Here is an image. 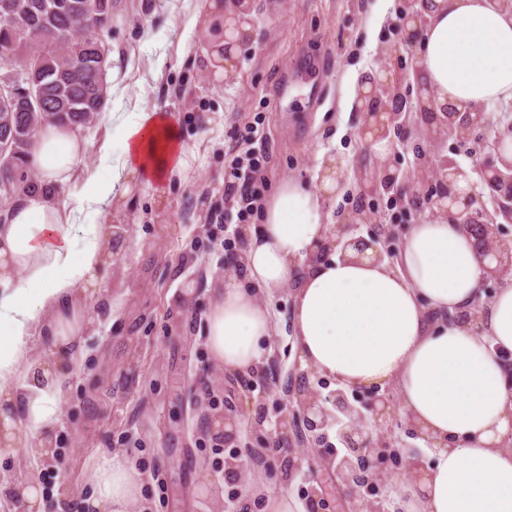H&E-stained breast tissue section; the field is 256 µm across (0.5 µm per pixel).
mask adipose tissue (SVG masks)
Returning <instances> with one entry per match:
<instances>
[{"label": "adipose tissue", "mask_w": 512, "mask_h": 512, "mask_svg": "<svg viewBox=\"0 0 512 512\" xmlns=\"http://www.w3.org/2000/svg\"><path fill=\"white\" fill-rule=\"evenodd\" d=\"M415 74L437 108L483 112L512 101V7L500 0H423ZM253 0H192L188 31L206 35L202 64L232 70L251 31ZM123 141L97 150L112 158L111 179L85 171L70 199L88 143L69 126L39 127L27 163L36 174L0 218V457L35 443L49 454L65 387L86 357L103 270L112 262L111 224H85L84 211L123 208L143 189L165 203L191 156L173 116L156 110L111 113ZM319 183H277L260 228H245L236 266L214 291L206 321L212 362L248 374L263 362L272 321L264 292L296 281L294 326L302 368L353 388L396 386L403 415L432 459L404 488L406 512H512V281L482 301L495 258L480 259L453 214L412 225L395 259L327 241L340 162L320 159ZM479 320H472V313ZM53 350L37 354L35 339ZM145 478L121 456L95 477L86 512H130Z\"/></svg>", "instance_id": "1"}]
</instances>
